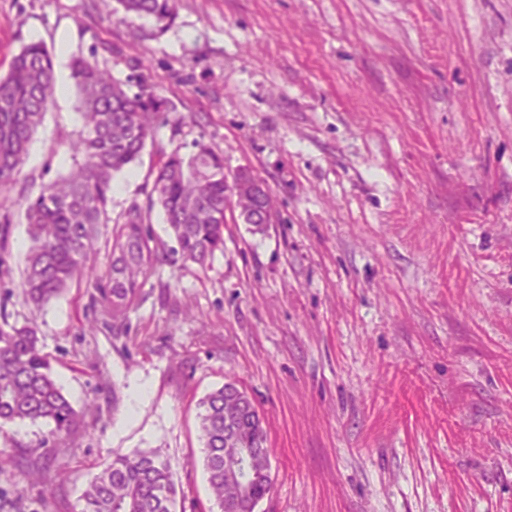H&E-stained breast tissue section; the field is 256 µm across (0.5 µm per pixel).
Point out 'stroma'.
Listing matches in <instances>:
<instances>
[{
	"mask_svg": "<svg viewBox=\"0 0 512 512\" xmlns=\"http://www.w3.org/2000/svg\"><path fill=\"white\" fill-rule=\"evenodd\" d=\"M40 40L56 74L97 49L173 105L160 149L114 182L146 204L159 150L224 154L265 182L266 233L227 211L207 270L170 256L127 335L92 289L35 318L78 413L0 431V512H79L116 455L154 448L177 512H213L199 401L233 382L261 412L273 486L256 512H512V0H179L164 26L99 0H0V76ZM54 98L18 188L66 172L83 125Z\"/></svg>",
	"mask_w": 512,
	"mask_h": 512,
	"instance_id": "stroma-1",
	"label": "stroma"
}]
</instances>
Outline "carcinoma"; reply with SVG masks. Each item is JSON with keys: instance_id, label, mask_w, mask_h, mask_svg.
<instances>
[{"instance_id": "carcinoma-1", "label": "carcinoma", "mask_w": 512, "mask_h": 512, "mask_svg": "<svg viewBox=\"0 0 512 512\" xmlns=\"http://www.w3.org/2000/svg\"><path fill=\"white\" fill-rule=\"evenodd\" d=\"M126 14L172 19L173 0H116ZM79 93L84 130L69 143L73 165L65 175L39 186L37 193L10 196L29 145L55 89L54 54L42 41L25 44L0 77V281L10 277L4 253L13 208L24 211L29 246L20 288L25 302L41 309L73 283L96 291L94 300L112 319V335L128 330V313L148 278L169 252L186 264L209 268L224 253L225 211L230 202L224 154L203 143L185 155L159 148L147 206L136 202L117 217L108 210L114 179L135 164L146 143L156 142L168 123L169 101L145 79L122 82L97 60L70 59ZM137 91H131V87ZM160 207L175 247L155 239L151 212ZM100 224H111L112 245L104 267L95 261L93 240ZM199 432L202 465L219 509L236 493L224 474V455L240 439H267L251 398L222 386L201 399ZM46 425L38 448H53L75 422V411L58 384L49 358L39 348L38 328L26 320L0 321V428ZM177 491L169 464L153 450L115 456L82 491L81 512H175Z\"/></svg>"}]
</instances>
